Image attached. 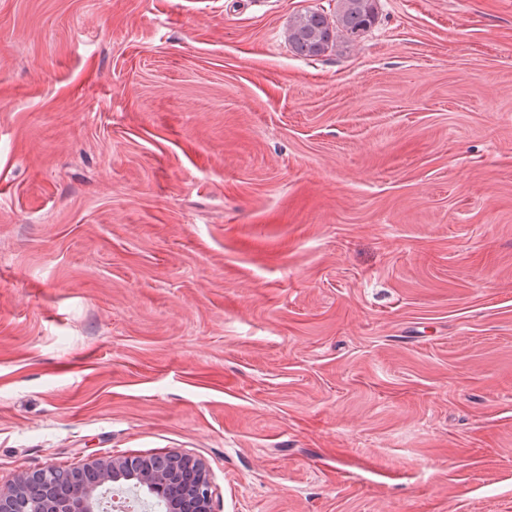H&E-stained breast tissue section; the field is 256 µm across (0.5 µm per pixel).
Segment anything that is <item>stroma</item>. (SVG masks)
Returning a JSON list of instances; mask_svg holds the SVG:
<instances>
[{
	"mask_svg": "<svg viewBox=\"0 0 512 512\" xmlns=\"http://www.w3.org/2000/svg\"><path fill=\"white\" fill-rule=\"evenodd\" d=\"M0 0V486L200 460L214 512H512V0ZM376 21V0H336V9H306L288 22V45L295 55L319 57L341 40L356 41Z\"/></svg>",
	"mask_w": 512,
	"mask_h": 512,
	"instance_id": "1",
	"label": "stroma"
}]
</instances>
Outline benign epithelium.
I'll use <instances>...</instances> for the list:
<instances>
[{"label":"benign epithelium","mask_w":512,"mask_h":512,"mask_svg":"<svg viewBox=\"0 0 512 512\" xmlns=\"http://www.w3.org/2000/svg\"><path fill=\"white\" fill-rule=\"evenodd\" d=\"M109 483L136 496L145 491L165 501L168 512H213L205 470L182 454L159 461L98 457L75 471H24L7 488H0V512H102L99 489Z\"/></svg>","instance_id":"7a95c632"}]
</instances>
